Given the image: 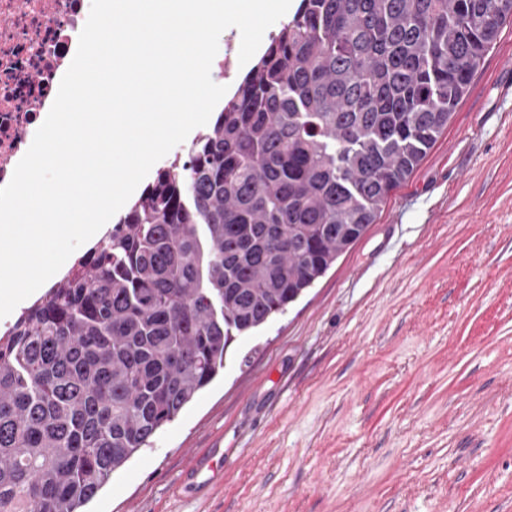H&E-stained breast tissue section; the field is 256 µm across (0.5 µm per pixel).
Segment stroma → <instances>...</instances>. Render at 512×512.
Segmentation results:
<instances>
[{
  "label": "stroma",
  "mask_w": 512,
  "mask_h": 512,
  "mask_svg": "<svg viewBox=\"0 0 512 512\" xmlns=\"http://www.w3.org/2000/svg\"><path fill=\"white\" fill-rule=\"evenodd\" d=\"M239 349L89 512H512V25L376 222Z\"/></svg>",
  "instance_id": "stroma-1"
}]
</instances>
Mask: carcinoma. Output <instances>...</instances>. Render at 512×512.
Returning a JSON list of instances; mask_svg holds the SVG:
<instances>
[{"mask_svg": "<svg viewBox=\"0 0 512 512\" xmlns=\"http://www.w3.org/2000/svg\"><path fill=\"white\" fill-rule=\"evenodd\" d=\"M512 0H301L214 124L0 336V512H86L374 223Z\"/></svg>", "mask_w": 512, "mask_h": 512, "instance_id": "1", "label": "carcinoma"}]
</instances>
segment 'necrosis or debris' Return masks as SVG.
<instances>
[{"label": "necrosis or debris", "instance_id": "4bbe7bcc", "mask_svg": "<svg viewBox=\"0 0 512 512\" xmlns=\"http://www.w3.org/2000/svg\"><path fill=\"white\" fill-rule=\"evenodd\" d=\"M87 18L83 0H0V187L47 117Z\"/></svg>", "mask_w": 512, "mask_h": 512}]
</instances>
